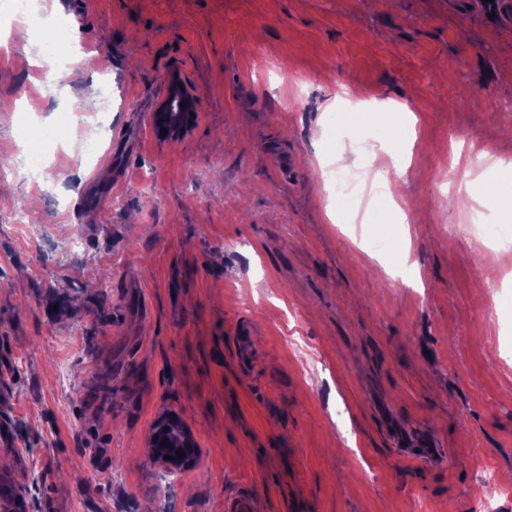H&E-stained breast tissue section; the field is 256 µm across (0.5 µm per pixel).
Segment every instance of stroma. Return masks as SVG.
I'll return each mask as SVG.
<instances>
[{
	"label": "stroma",
	"mask_w": 512,
	"mask_h": 512,
	"mask_svg": "<svg viewBox=\"0 0 512 512\" xmlns=\"http://www.w3.org/2000/svg\"><path fill=\"white\" fill-rule=\"evenodd\" d=\"M33 2L34 21L0 30V163L35 167L40 129L61 143L51 193L0 174V477L30 512H224L238 491L258 512H482L490 470L512 512V256L475 245L505 187L444 176L457 152L512 162V24L484 0ZM57 26L65 62L33 69ZM35 75L62 96L33 100ZM171 76L197 111L163 141L146 117ZM103 83L90 162L77 115L98 103L78 95ZM348 90L372 103L362 121L332 106ZM390 100L418 119L408 225L380 197L356 215L320 164L385 144ZM406 250L416 273L390 279ZM167 413L196 438L189 470L152 457ZM393 423L448 465L400 458Z\"/></svg>",
	"instance_id": "1"
}]
</instances>
